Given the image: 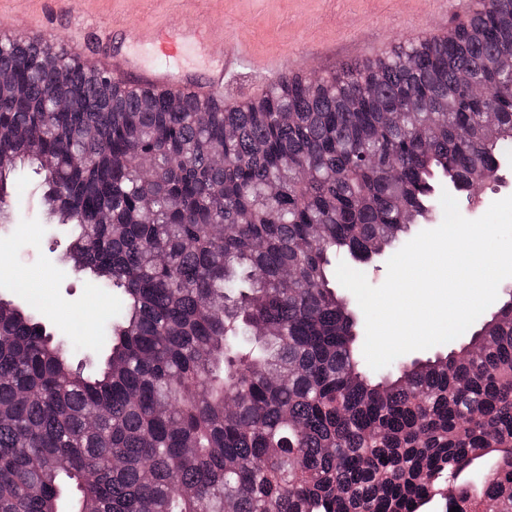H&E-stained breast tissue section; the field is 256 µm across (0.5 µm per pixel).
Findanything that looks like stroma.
Listing matches in <instances>:
<instances>
[{"mask_svg":"<svg viewBox=\"0 0 512 512\" xmlns=\"http://www.w3.org/2000/svg\"><path fill=\"white\" fill-rule=\"evenodd\" d=\"M478 6L477 0H0V31L44 25L47 36L77 38L82 61L138 49L122 28L142 21L182 29L208 28L214 54L243 51L247 68L225 78L224 98H254L280 77L325 76L345 65L386 54L399 42L443 34ZM42 177L26 169L11 196L14 218L0 227L9 255L6 295L42 317L57 336H71L91 352L101 349L104 325L121 306L119 290L103 293L64 258L68 240L46 220L27 215Z\"/></svg>","mask_w":512,"mask_h":512,"instance_id":"stroma-1","label":"stroma"}]
</instances>
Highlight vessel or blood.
<instances>
[{"label":"vessel or blood","mask_w":512,"mask_h":512,"mask_svg":"<svg viewBox=\"0 0 512 512\" xmlns=\"http://www.w3.org/2000/svg\"><path fill=\"white\" fill-rule=\"evenodd\" d=\"M133 40L148 43L153 49V65L142 63L139 54L116 57L102 65L103 72L110 79L122 82L134 74H141L142 85L146 88L171 90L186 93L210 95L216 98L224 95V70L229 64L240 63V55L223 56L213 64L204 82H196L187 73L175 67L176 58L189 44L208 42L205 31L185 32L182 30H161L151 24L135 27Z\"/></svg>","instance_id":"vessel-or-blood-1"}]
</instances>
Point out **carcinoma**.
Here are the masks:
<instances>
[{"mask_svg":"<svg viewBox=\"0 0 512 512\" xmlns=\"http://www.w3.org/2000/svg\"><path fill=\"white\" fill-rule=\"evenodd\" d=\"M506 28L512 0H480L445 34L220 104L1 36L0 198L42 171L68 260L122 307L86 373L78 340L0 298V512H512V289L455 349L374 377L330 280L423 223L438 179H496Z\"/></svg>","mask_w":512,"mask_h":512,"instance_id":"1","label":"carcinoma"}]
</instances>
